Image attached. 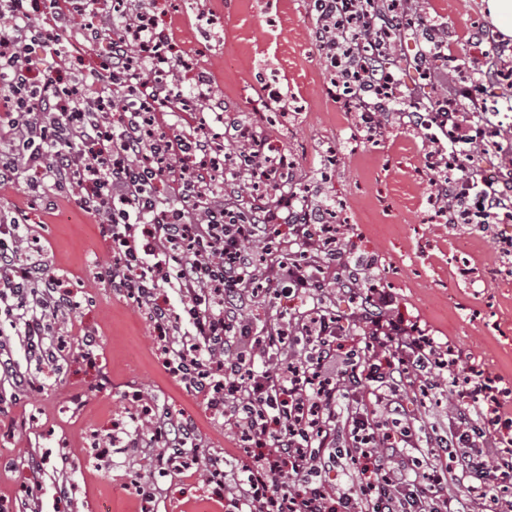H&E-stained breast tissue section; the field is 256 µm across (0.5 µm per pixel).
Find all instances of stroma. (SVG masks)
Segmentation results:
<instances>
[{
    "label": "stroma",
    "mask_w": 512,
    "mask_h": 512,
    "mask_svg": "<svg viewBox=\"0 0 512 512\" xmlns=\"http://www.w3.org/2000/svg\"><path fill=\"white\" fill-rule=\"evenodd\" d=\"M419 3L449 26L450 53L480 59L472 29L491 28L483 0ZM213 14L222 25L209 35L198 19ZM88 19L87 12L72 11L62 26L67 44L83 48L63 65V79L106 59L84 46ZM162 23L185 59L170 73V84L191 102L197 91L190 68L211 76L208 108L197 113L195 132L231 154L237 129L255 126L292 161L291 188L340 215L343 253L368 260L365 276L395 296L394 316L452 346L462 368L487 372L512 388V255L496 245L512 237V223L486 229L434 220L426 139L397 115L376 141L360 140L356 115L339 100L323 64L309 0H168ZM268 77L281 88L287 117L275 115L276 104L263 92ZM329 149L339 162L326 181L321 155ZM29 181L24 173L0 186V217L31 226L42 242L36 259L61 278L76 307L60 329L68 350L54 366L29 353L14 329L0 339V359L14 369L10 376L0 373V454L6 459L0 512H140L139 482L152 488L151 512H236L224 490L203 483L194 469L150 471V449L132 447L131 435L143 426L128 399L134 393L171 422H192L201 455L242 453L227 426L211 419L202 399L158 356L150 311L101 280L112 260L109 239L82 209L80 190L60 192L49 210ZM87 334L98 343L84 350L78 341ZM19 375L31 382L27 393L17 391ZM400 393L414 412V427L447 434L453 424L448 385L423 396L409 376ZM44 455L51 459L47 469H33V460Z\"/></svg>",
    "instance_id": "35a3bbf8"
}]
</instances>
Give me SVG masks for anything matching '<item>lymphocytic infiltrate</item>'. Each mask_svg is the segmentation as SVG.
I'll return each instance as SVG.
<instances>
[{"label":"lymphocytic infiltrate","mask_w":512,"mask_h":512,"mask_svg":"<svg viewBox=\"0 0 512 512\" xmlns=\"http://www.w3.org/2000/svg\"><path fill=\"white\" fill-rule=\"evenodd\" d=\"M12 2L0 0V15L9 17L0 24V185L26 169L43 188L80 186L84 210L107 214L114 290L137 296L158 323L170 324L173 336L162 354L193 365L187 387L202 394L211 417L232 425L240 442L259 449L229 468L208 456V482L220 486L227 473H236L239 512H472L477 499L493 502L496 512H512L498 483L479 482L467 497L447 490L452 471L476 473L481 457L500 455V438L478 424L500 413L502 388L481 373L464 374L451 347L395 319L390 292L370 288L353 312H330L322 288L341 256V227L310 231L316 218L305 201L272 178L288 167L287 156L272 157L262 137H245L234 175L213 186L201 182L195 162L205 155L208 137L158 135L150 128L149 114L180 98L169 85L143 78L170 63L154 45L151 0H140L134 22L110 39L108 65L80 69L62 90L38 67L44 58L68 56L67 47L54 37L33 36L40 16L63 18L61 0H43L32 14ZM323 2L319 41L345 56L353 71L343 89L346 104L359 112H393L405 100L401 80L368 45L388 37L410 0ZM444 101L455 124L427 141L432 155L453 159L454 168L438 173L437 200L446 202L452 181L464 177L484 204L486 223H493L500 209L512 207V192L487 184L474 163L472 131L487 121L483 102L457 84ZM117 108L119 124L101 122ZM241 171L269 183L275 198L261 193L250 206L235 205ZM174 196L181 207L171 205ZM278 224L293 228L287 254L257 255L252 242L268 239ZM18 288L23 296L9 300ZM162 290L175 293L177 304L159 303ZM266 291L302 292L310 304L257 333L246 312ZM1 300L16 334L54 362L55 352L41 340L71 307L58 277L39 260L0 250ZM341 332L359 333L361 341L345 360L332 343ZM270 349L287 352L273 371L256 364L258 353ZM404 356L416 372L444 370L457 397L449 439H432L429 457L417 466L408 451L420 440L418 430L389 426L390 416L406 412L397 398L406 369L395 364ZM356 389L362 411L340 418L338 407ZM195 439L190 425L162 417L148 432L149 443L170 449L165 463L171 467ZM447 446L455 448L454 457L442 455ZM343 455L360 462L358 485L322 480V471Z\"/></svg>","instance_id":"obj_1"}]
</instances>
